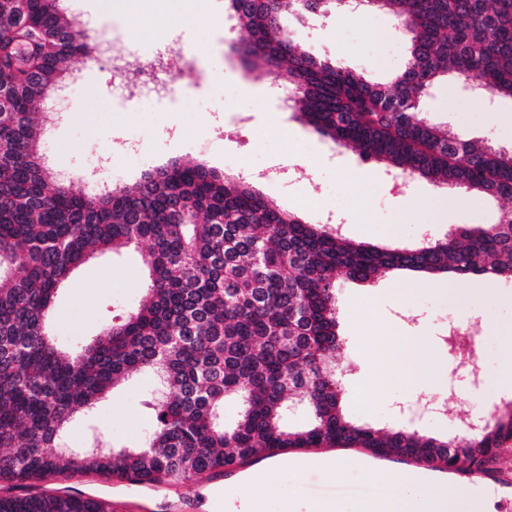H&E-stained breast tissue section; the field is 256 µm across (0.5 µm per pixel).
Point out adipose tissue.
Segmentation results:
<instances>
[{
    "mask_svg": "<svg viewBox=\"0 0 512 512\" xmlns=\"http://www.w3.org/2000/svg\"><path fill=\"white\" fill-rule=\"evenodd\" d=\"M394 351V366L410 386H419L436 377L433 355L424 337H402L396 341ZM382 479L391 487V494L362 500L355 512H448L447 492L441 486L434 485L419 495L408 496L404 489L413 481L412 473L388 472Z\"/></svg>",
    "mask_w": 512,
    "mask_h": 512,
    "instance_id": "obj_1",
    "label": "adipose tissue"
}]
</instances>
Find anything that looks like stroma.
<instances>
[{
    "instance_id": "stroma-1",
    "label": "stroma",
    "mask_w": 512,
    "mask_h": 512,
    "mask_svg": "<svg viewBox=\"0 0 512 512\" xmlns=\"http://www.w3.org/2000/svg\"><path fill=\"white\" fill-rule=\"evenodd\" d=\"M69 0L77 27L91 42L125 48L127 69L135 71L141 59L158 44L150 17L163 18L172 41L191 48L198 58L197 92L179 111L112 107L113 75L106 60L83 56L70 58L72 74L63 113L43 137V151L50 168L66 175L75 187L97 180L88 160L96 154L111 155L115 181L132 183L151 168L172 159L201 162L227 174L241 175V160L254 166L279 163L291 167L288 175L256 182V189L273 206L305 219L317 211L340 217L343 234L372 244L414 243L444 236L449 225L471 227L496 223L500 204L457 190L450 206L451 223L440 219L443 195L439 186L412 178L407 195H399L384 179L383 164L366 161L350 147L337 145L314 132L296 113L277 111L264 97L270 84L241 69L229 51L231 42L246 33L225 10L224 0ZM301 47L315 55L343 61L366 78L383 82L401 72L407 62L406 39L396 20L381 10L356 15L330 10L302 19L286 18ZM233 87L238 99L254 108L249 127L239 135L226 132L234 104L217 105L206 93L208 85ZM422 117L453 127L464 139L482 145L512 147V100L465 94L457 79L441 81L418 106ZM139 251L106 253L78 267L57 294L54 310L56 336L68 347H78L96 336L109 314L136 306L145 293ZM343 351V411L352 421L387 430L404 424L419 435L456 439L460 419L487 416L512 401V387L500 385L512 375V280L482 277H441L431 280L413 272H385L370 281L342 282L337 290ZM482 328L480 363L483 386L471 392L459 349L444 343L448 329L465 331L470 324ZM425 336L445 373V411L408 420L405 409L418 393L384 361L389 343L403 336ZM372 382L366 396L356 394L359 383ZM156 388V379L144 371L129 377L93 412L79 414L67 427L63 444L87 445L93 436L108 439L114 449L142 446L152 428L143 405ZM495 463L510 484L484 495L472 488L469 478L443 473L449 494H464L482 512H512V440ZM324 451L311 448L278 454L273 480L258 476L247 491L239 479L206 476L180 485L175 498L189 512H243L248 493L261 499V512H311L310 501L334 503L338 512H354L357 490L380 486L373 473L392 471L389 462L369 459L360 466L359 451L333 449V456L347 460L341 479H333L320 466Z\"/></svg>"
}]
</instances>
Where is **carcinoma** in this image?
<instances>
[{
    "instance_id": "carcinoma-1",
    "label": "carcinoma",
    "mask_w": 512,
    "mask_h": 512,
    "mask_svg": "<svg viewBox=\"0 0 512 512\" xmlns=\"http://www.w3.org/2000/svg\"><path fill=\"white\" fill-rule=\"evenodd\" d=\"M409 37L388 83L300 48L284 17L310 0H226L248 37L233 46L250 72L283 79L293 110L319 134L389 171L512 202V158L418 117L419 98L452 74L512 99V0H372ZM64 0H0V482L66 472L187 484L252 457L307 448L482 470L512 439V401L464 442L408 428L375 430L343 413L336 282L385 270L512 279V223L456 227L412 247L356 242L272 207L255 187L202 163L173 162L132 186L75 190L43 161L52 121L37 110L64 82L63 64L91 53ZM144 299L77 351L52 338L60 286L96 253L137 249ZM150 371L146 444L67 448L75 414L128 376ZM240 411L224 424V400ZM301 407L308 421L287 423ZM0 512H112L77 491L0 497Z\"/></svg>"
}]
</instances>
